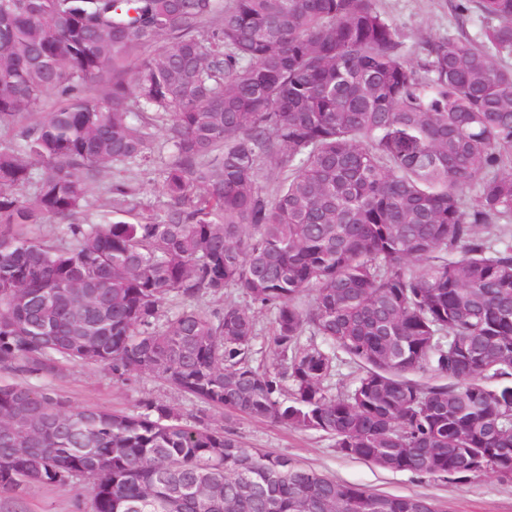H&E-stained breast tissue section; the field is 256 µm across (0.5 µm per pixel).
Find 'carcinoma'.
<instances>
[{"label": "carcinoma", "instance_id": "obj_1", "mask_svg": "<svg viewBox=\"0 0 512 512\" xmlns=\"http://www.w3.org/2000/svg\"><path fill=\"white\" fill-rule=\"evenodd\" d=\"M454 9L483 41L410 59L374 0H0V369L25 375L0 380V496L86 478L93 512H435L158 402L70 408L34 384L67 365L512 482V0ZM160 127L163 212L123 219L122 181L89 219ZM114 173L115 170H112V173H106L99 182L93 185L90 197L92 204L90 212H95L99 209H111L112 194L109 192V188Z\"/></svg>", "mask_w": 512, "mask_h": 512}]
</instances>
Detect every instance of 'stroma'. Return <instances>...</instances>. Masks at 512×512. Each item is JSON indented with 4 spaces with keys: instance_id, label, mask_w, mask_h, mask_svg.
Returning <instances> with one entry per match:
<instances>
[{
    "instance_id": "obj_1",
    "label": "stroma",
    "mask_w": 512,
    "mask_h": 512,
    "mask_svg": "<svg viewBox=\"0 0 512 512\" xmlns=\"http://www.w3.org/2000/svg\"><path fill=\"white\" fill-rule=\"evenodd\" d=\"M453 0H375L377 9L391 19L402 35L408 56L420 53L424 40L457 34L466 30L474 42H481L483 23L471 16L458 26ZM168 159L164 130H157L152 148V163L147 169L129 173L128 178L141 188L145 210L160 209L165 198L161 176ZM50 388L66 405L99 407L115 412H133L146 400L169 405L182 416L206 413L210 423L234 432L245 447L260 448L294 457L336 480L392 496L420 495L428 498L436 512H512V483L483 475L469 483L450 479L420 477L408 472L381 469L362 459L336 453L332 438L316 432L287 428L248 416L225 417L220 410H203L200 402L189 398L148 375L129 385L114 382L103 366H70L55 378L47 379ZM87 480L80 479L67 488L38 487L20 497L0 498V512H90Z\"/></svg>"
}]
</instances>
